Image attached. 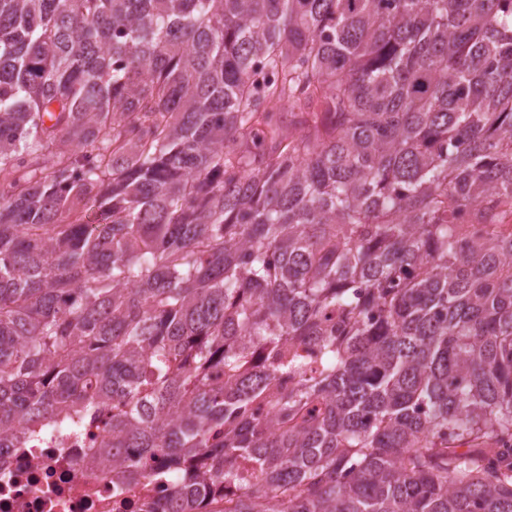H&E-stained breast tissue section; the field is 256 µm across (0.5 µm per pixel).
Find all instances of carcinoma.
<instances>
[{"instance_id": "carcinoma-1", "label": "carcinoma", "mask_w": 512, "mask_h": 512, "mask_svg": "<svg viewBox=\"0 0 512 512\" xmlns=\"http://www.w3.org/2000/svg\"><path fill=\"white\" fill-rule=\"evenodd\" d=\"M505 251L512 0H0V448L105 405L146 512H512Z\"/></svg>"}]
</instances>
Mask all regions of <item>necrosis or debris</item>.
Returning a JSON list of instances; mask_svg holds the SVG:
<instances>
[{
    "instance_id": "4bbe7bcc",
    "label": "necrosis or debris",
    "mask_w": 512,
    "mask_h": 512,
    "mask_svg": "<svg viewBox=\"0 0 512 512\" xmlns=\"http://www.w3.org/2000/svg\"><path fill=\"white\" fill-rule=\"evenodd\" d=\"M104 415L96 409L79 429L0 450V512H139L160 495L157 484L133 492L113 484L111 467L91 465L107 436Z\"/></svg>"
}]
</instances>
